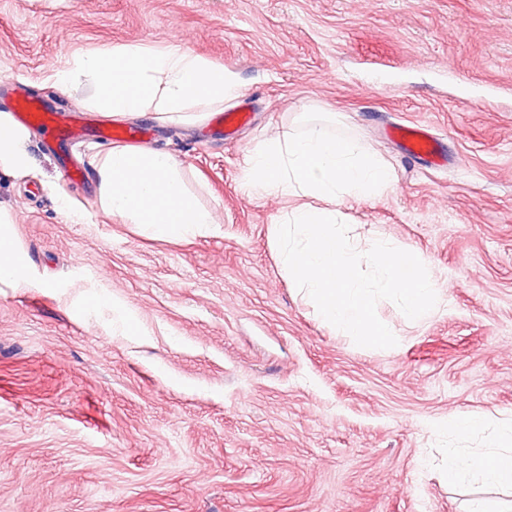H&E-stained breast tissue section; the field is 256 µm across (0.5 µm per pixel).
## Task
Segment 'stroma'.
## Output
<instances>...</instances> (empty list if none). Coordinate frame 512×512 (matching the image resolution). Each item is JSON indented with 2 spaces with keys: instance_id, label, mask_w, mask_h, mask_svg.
Returning <instances> with one entry per match:
<instances>
[{
  "instance_id": "35a3bbf8",
  "label": "stroma",
  "mask_w": 512,
  "mask_h": 512,
  "mask_svg": "<svg viewBox=\"0 0 512 512\" xmlns=\"http://www.w3.org/2000/svg\"><path fill=\"white\" fill-rule=\"evenodd\" d=\"M176 45L239 87L234 138L132 119L216 222L155 238L100 208L93 149L114 118L77 53ZM0 78L88 110L65 180L30 128L31 173L0 175L26 267L0 283V512H500L512 495L448 486L446 449L499 443L512 417V0H0ZM424 123L448 165L388 134ZM320 127L393 167L388 195L338 205L360 239L421 253L440 307L388 349L324 323L285 278L271 227L298 200L248 195L243 158ZM482 419L457 431L458 417Z\"/></svg>"
}]
</instances>
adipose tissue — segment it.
Segmentation results:
<instances>
[{"mask_svg":"<svg viewBox=\"0 0 512 512\" xmlns=\"http://www.w3.org/2000/svg\"><path fill=\"white\" fill-rule=\"evenodd\" d=\"M85 79L97 87L91 103L95 110L118 117L152 112L170 124L200 123L238 94L223 67L176 46L126 45L79 53L52 77L63 92ZM28 137L26 129L0 115L1 172H31ZM93 164L100 207L121 222L142 225L154 236L184 239L215 221L186 189L176 160L164 150L115 146L95 153ZM243 169L244 186L254 195L369 199L389 194L396 182L390 165L370 146L316 128L248 151ZM498 436L503 445L495 450L464 455L449 449V483L476 478L512 489V420L502 423Z\"/></svg>","mask_w":512,"mask_h":512,"instance_id":"obj_1","label":"adipose tissue"}]
</instances>
